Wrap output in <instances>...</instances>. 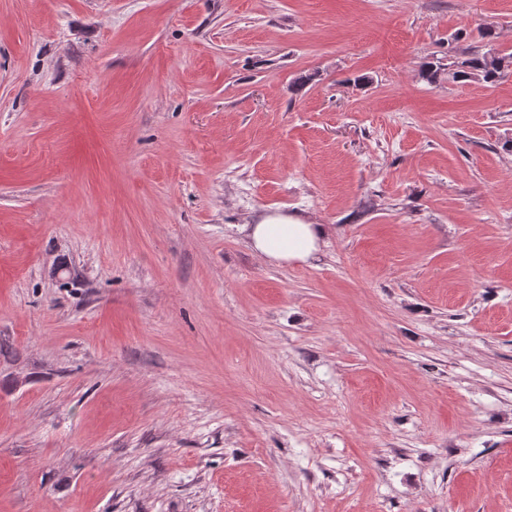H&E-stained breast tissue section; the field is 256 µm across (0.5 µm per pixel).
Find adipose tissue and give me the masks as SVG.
I'll return each mask as SVG.
<instances>
[{
    "mask_svg": "<svg viewBox=\"0 0 512 512\" xmlns=\"http://www.w3.org/2000/svg\"><path fill=\"white\" fill-rule=\"evenodd\" d=\"M326 227L281 213L267 215L250 225L253 250L273 264L304 261L317 252Z\"/></svg>",
    "mask_w": 512,
    "mask_h": 512,
    "instance_id": "adipose-tissue-1",
    "label": "adipose tissue"
}]
</instances>
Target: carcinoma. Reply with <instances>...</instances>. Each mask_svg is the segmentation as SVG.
I'll list each match as a JSON object with an SVG mask.
<instances>
[{
  "label": "carcinoma",
  "mask_w": 512,
  "mask_h": 512,
  "mask_svg": "<svg viewBox=\"0 0 512 512\" xmlns=\"http://www.w3.org/2000/svg\"><path fill=\"white\" fill-rule=\"evenodd\" d=\"M481 38L486 40L484 49H476L461 60L443 65L438 61H427L421 66V78L429 84L436 83L443 75L463 82L477 79L487 84H495L512 68V53H501L493 47L495 33L489 26L481 30Z\"/></svg>",
  "instance_id": "carcinoma-1"
}]
</instances>
